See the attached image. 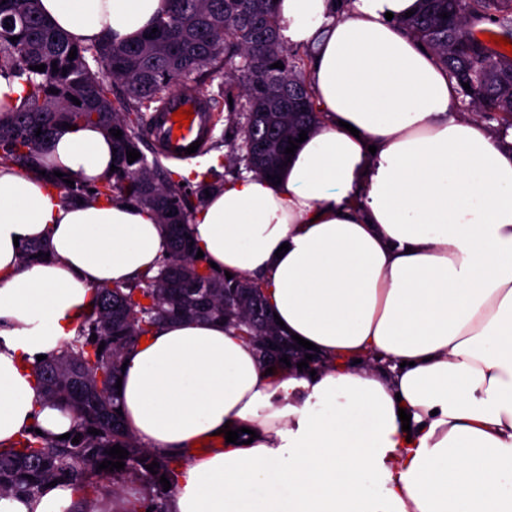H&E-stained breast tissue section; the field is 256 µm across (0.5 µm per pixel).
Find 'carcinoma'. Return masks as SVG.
Returning a JSON list of instances; mask_svg holds the SVG:
<instances>
[{
  "label": "carcinoma",
  "instance_id": "1",
  "mask_svg": "<svg viewBox=\"0 0 512 512\" xmlns=\"http://www.w3.org/2000/svg\"><path fill=\"white\" fill-rule=\"evenodd\" d=\"M172 2V10L156 21L157 32L131 45L93 46L77 45L48 24L39 0L0 3V73L8 72L27 88L24 106L0 116V164L29 166L65 123L120 130L121 138L112 139L118 170L92 188L74 182L66 198L106 196L148 207L170 241L154 276L97 289L76 336L36 366L43 397L74 412L76 423L68 439L31 431L11 447H0V497H34L45 484L62 479L95 496L100 481L110 476L112 494L130 489L125 512H169L173 490H164L160 479L164 475L175 484L174 461L141 446L125 429L116 396L126 351L163 320L222 319L254 344L260 359L275 365L290 351L303 353L267 311L261 285L241 275L229 279L196 258L187 225L204 205L205 191L218 187L210 173L189 190L183 180L162 175L159 162L143 154L128 162L126 150L140 149L142 110L158 102L160 91L188 79L204 85L221 78L227 111L244 118L230 127L224 168L237 173L243 162L258 175L276 174L287 160L288 139L319 124L305 58L284 47L273 0ZM443 12L448 17H441ZM400 26L433 50L457 83L469 84L470 90L462 87L460 94L480 116L502 129L512 127V57L485 39L503 37L512 44V0H419L417 11ZM72 49L76 58L71 60ZM92 60L101 70L92 68ZM278 61L284 68L272 67ZM40 64L45 71L33 69ZM104 73L118 86L112 99ZM273 73L276 83L270 81ZM73 96L80 104H73ZM90 428L99 434L88 433ZM116 444L129 452L124 469H98ZM154 461L159 463L155 475L146 469Z\"/></svg>",
  "mask_w": 512,
  "mask_h": 512
}]
</instances>
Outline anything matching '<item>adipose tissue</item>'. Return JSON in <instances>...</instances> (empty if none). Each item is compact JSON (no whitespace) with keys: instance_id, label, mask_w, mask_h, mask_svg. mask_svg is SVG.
<instances>
[{"instance_id":"obj_1","label":"adipose tissue","mask_w":512,"mask_h":512,"mask_svg":"<svg viewBox=\"0 0 512 512\" xmlns=\"http://www.w3.org/2000/svg\"><path fill=\"white\" fill-rule=\"evenodd\" d=\"M417 8L276 2L283 38L309 51L320 124L280 182L226 175L189 234L219 271L259 282L324 363L268 368L223 321L196 317L129 349L123 422L181 461L170 512H512V128L456 112V81L399 26ZM169 9L40 0L81 45L134 41ZM111 164V135L84 125L44 147L38 168L0 165L2 447L34 424L70 432L74 414L42 398L38 356L75 335L97 289L155 273L167 253L152 210L71 201L56 183H99ZM33 241L48 259L22 262ZM226 426L257 437L229 443ZM87 507L63 480L0 498V512Z\"/></svg>"}]
</instances>
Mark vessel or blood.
I'll return each mask as SVG.
<instances>
[{
  "instance_id": "obj_1",
  "label": "vessel or blood",
  "mask_w": 512,
  "mask_h": 512,
  "mask_svg": "<svg viewBox=\"0 0 512 512\" xmlns=\"http://www.w3.org/2000/svg\"><path fill=\"white\" fill-rule=\"evenodd\" d=\"M166 101L163 111L149 118L148 134L171 156L176 150L202 140L208 131L207 108L204 97L200 95L188 100L181 93L173 92L167 95ZM184 108L192 109L193 118L189 125L180 128L176 126L173 114Z\"/></svg>"
}]
</instances>
